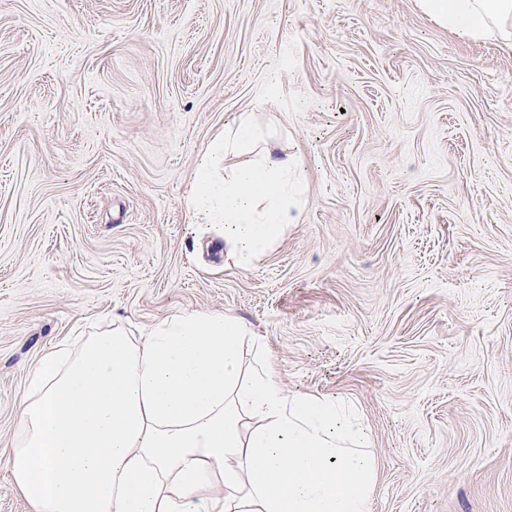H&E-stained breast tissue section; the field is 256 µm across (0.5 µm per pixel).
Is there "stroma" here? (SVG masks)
<instances>
[{"label": "stroma", "instance_id": "obj_1", "mask_svg": "<svg viewBox=\"0 0 512 512\" xmlns=\"http://www.w3.org/2000/svg\"><path fill=\"white\" fill-rule=\"evenodd\" d=\"M244 112L302 160L247 271L188 206ZM214 310L360 414L373 512H512V47L416 0H0V512L44 352Z\"/></svg>", "mask_w": 512, "mask_h": 512}]
</instances>
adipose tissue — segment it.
<instances>
[{
    "instance_id": "adipose-tissue-1",
    "label": "adipose tissue",
    "mask_w": 512,
    "mask_h": 512,
    "mask_svg": "<svg viewBox=\"0 0 512 512\" xmlns=\"http://www.w3.org/2000/svg\"><path fill=\"white\" fill-rule=\"evenodd\" d=\"M463 40L512 46V0H418ZM248 115L209 144L189 204L248 270L299 208V159L251 153ZM247 327L221 311L172 313L143 338L76 334L44 353L21 397L11 475L32 512H372L377 465L362 420L338 400L289 395L269 364L245 370Z\"/></svg>"
}]
</instances>
